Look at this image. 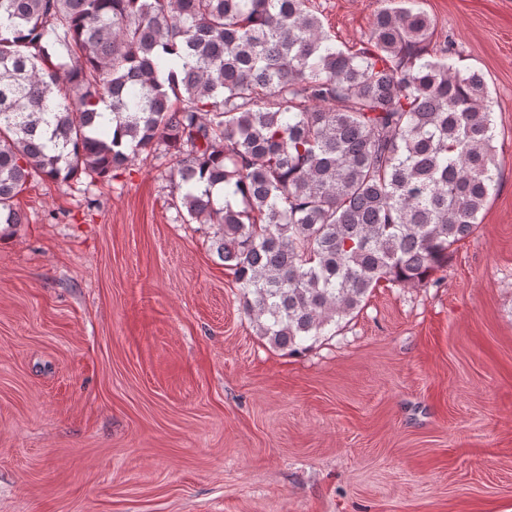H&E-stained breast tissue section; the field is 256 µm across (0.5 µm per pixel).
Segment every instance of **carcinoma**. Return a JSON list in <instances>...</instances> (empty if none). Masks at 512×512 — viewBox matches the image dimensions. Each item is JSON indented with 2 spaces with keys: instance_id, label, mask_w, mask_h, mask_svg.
I'll return each mask as SVG.
<instances>
[{
  "instance_id": "carcinoma-1",
  "label": "carcinoma",
  "mask_w": 512,
  "mask_h": 512,
  "mask_svg": "<svg viewBox=\"0 0 512 512\" xmlns=\"http://www.w3.org/2000/svg\"><path fill=\"white\" fill-rule=\"evenodd\" d=\"M389 3L342 49L309 0H0V224L34 178L162 160L259 335L309 349L447 267L498 182L484 75Z\"/></svg>"
}]
</instances>
